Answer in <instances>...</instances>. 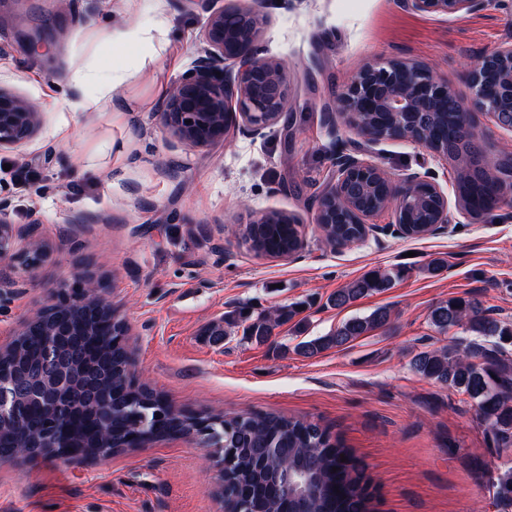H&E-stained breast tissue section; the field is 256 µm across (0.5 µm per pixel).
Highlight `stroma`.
Returning a JSON list of instances; mask_svg holds the SVG:
<instances>
[{
  "instance_id": "35a3bbf8",
  "label": "stroma",
  "mask_w": 512,
  "mask_h": 512,
  "mask_svg": "<svg viewBox=\"0 0 512 512\" xmlns=\"http://www.w3.org/2000/svg\"><path fill=\"white\" fill-rule=\"evenodd\" d=\"M269 18L266 56L288 67L289 130H231L224 143L193 149L162 129L165 95L197 57L207 13L166 0H14L0 20V81L37 98L45 123L31 142L0 153V196L15 223L38 220L48 249L37 268L0 260V344L46 304L74 272L101 277L130 329L137 381L178 410L200 416L241 410L301 417L340 437L366 465L373 512H496L484 465L511 466L512 448L490 444L471 400L413 372L422 350L462 337L429 323L437 303L470 294L512 323V206L473 222L457 205L451 162L422 145L382 140L366 159L395 180L432 176L448 196L446 232L419 239L377 235L342 248L316 224L317 199L340 148L360 138L322 109L367 63L410 59L465 91L474 59L512 35V13L417 14L400 0H259ZM46 24L51 38L33 53L24 34ZM149 28L152 48L88 43L94 31ZM122 58L128 76L113 110L67 103L70 63ZM302 220L304 245L292 258L255 256L236 231L266 210ZM440 262L431 270L432 262ZM374 269H400L394 287L354 302L328 297ZM303 303L278 328L277 349L233 328L209 343L212 323ZM389 307L391 323L313 358L299 341ZM212 448L176 435L101 460L0 464V512H224L205 470Z\"/></svg>"
}]
</instances>
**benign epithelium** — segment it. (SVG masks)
I'll list each match as a JSON object with an SVG mask.
<instances>
[{
  "mask_svg": "<svg viewBox=\"0 0 512 512\" xmlns=\"http://www.w3.org/2000/svg\"><path fill=\"white\" fill-rule=\"evenodd\" d=\"M207 8L201 31V48L194 65L173 82L162 111L164 129L180 143L193 148H209L224 142L233 129L261 133L278 124L288 111V68L261 51L259 41L268 16L255 6L208 8L211 0H182ZM490 0H402L408 10L422 14L454 15L485 9ZM470 95L460 97L448 83L435 79L417 63L395 59L363 66L345 85L338 105L325 108V114L339 111L349 126L370 143L392 137L422 145L448 156V145L433 141L423 127V118L435 112L449 116L452 124L463 121L476 127L479 116H488L500 128L512 131V38L501 42L468 68L465 74ZM44 110L34 97L0 85V152L16 150L40 131ZM334 170L318 197L315 223L364 225L363 236L395 230L404 234L407 216L421 200L431 203V233L448 228V196L430 177L411 173L401 186L394 185L377 163L354 152L336 154ZM495 187L512 204V154L500 170ZM393 210V221L378 225L372 219ZM288 222L298 224L297 216L270 210L254 220L256 224ZM33 220L18 225L10 217L9 203L0 198V259H7L26 270L36 268L45 253L35 233ZM99 279L85 273L75 275L71 285L53 292L42 310L79 309L95 314L106 309L111 318L120 310L101 292ZM50 332L43 343L40 363L43 376L20 388L0 378V427L27 422V403L34 398L53 418L43 432V447L54 449V458L72 460L64 427L73 408L65 397L71 384L62 350ZM285 489L302 497L307 475L300 470L282 475Z\"/></svg>",
  "mask_w": 512,
  "mask_h": 512,
  "instance_id": "7a95c632",
  "label": "benign epithelium"
}]
</instances>
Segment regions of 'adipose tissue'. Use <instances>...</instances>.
<instances>
[{
	"mask_svg": "<svg viewBox=\"0 0 512 512\" xmlns=\"http://www.w3.org/2000/svg\"><path fill=\"white\" fill-rule=\"evenodd\" d=\"M125 79V68L120 61L103 67L73 66L70 86L77 97L72 108L81 112H102L112 108L114 92Z\"/></svg>",
	"mask_w": 512,
	"mask_h": 512,
	"instance_id": "obj_1",
	"label": "adipose tissue"
}]
</instances>
